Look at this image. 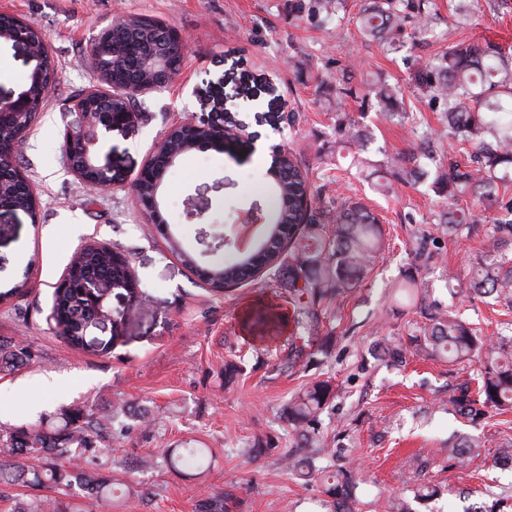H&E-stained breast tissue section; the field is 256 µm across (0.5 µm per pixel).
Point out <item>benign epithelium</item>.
<instances>
[{"label":"benign epithelium","instance_id":"1","mask_svg":"<svg viewBox=\"0 0 512 512\" xmlns=\"http://www.w3.org/2000/svg\"><path fill=\"white\" fill-rule=\"evenodd\" d=\"M30 22L22 23V30L13 37V42L22 44L28 49L35 61L33 71L39 73L44 68V56L39 52L26 35ZM183 60L173 61L168 56H153L142 59L137 63L139 73V93L160 90L174 81L180 73ZM92 91L73 101V111L82 117V124L77 128H67L64 132L65 152L71 170L78 178H83L84 169L97 170L107 174L112 173V168L99 163L100 133L104 130H123L135 124L136 116L130 114H115L109 111L95 110L85 103V97ZM31 99L29 92L24 90L18 99L14 101H0V126L12 117L29 111ZM179 131L186 144L195 150H207L211 148L224 149V143L233 138V133L209 124L203 118L191 117L177 122L169 131ZM168 136H163L156 144L154 155L162 160V167L156 169L149 162L145 163L139 171L136 180H144L151 184L153 191L144 201H137L141 213L151 224L158 225L162 231L168 230V226L161 216L160 191L164 182L166 171L174 165L173 156L167 151L165 142ZM269 223L268 215L260 201L254 200L246 208L236 212L234 225L228 234L222 232L213 233L217 241L216 247L221 248L226 244L234 243L239 250H244L242 245V230H248L253 234V228L258 224ZM99 299L97 300L99 315L96 319L83 326V333L101 323L114 321L112 315V299L127 303L137 302L141 297L139 281L136 275H131L124 293L112 295V288L107 285L98 286Z\"/></svg>","mask_w":512,"mask_h":512}]
</instances>
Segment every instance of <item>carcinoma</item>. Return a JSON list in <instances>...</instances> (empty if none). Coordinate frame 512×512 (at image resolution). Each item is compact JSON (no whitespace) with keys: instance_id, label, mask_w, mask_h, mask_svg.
Segmentation results:
<instances>
[{"instance_id":"obj_1","label":"carcinoma","mask_w":512,"mask_h":512,"mask_svg":"<svg viewBox=\"0 0 512 512\" xmlns=\"http://www.w3.org/2000/svg\"><path fill=\"white\" fill-rule=\"evenodd\" d=\"M337 0H310L308 11L322 22L335 16ZM404 16L398 0H369L360 10L357 23L361 31L392 47L402 32ZM172 27L131 16L123 27L113 31L115 44L130 50L131 55L156 52L166 42ZM114 72L115 87L102 94V104L116 111H135L138 97L132 87L135 76L122 63L108 56L103 59ZM421 83L432 97L440 100L448 118V144L466 143L474 150L475 167L437 170L432 180L436 191L448 197V207L438 217L441 230L457 239L468 236L470 214L457 208L466 197L484 205L494 204L493 243L512 242V199L500 192L512 184V68L501 48L485 45L453 44L440 59L428 62L421 73ZM34 94L31 112L0 131V141L15 148L22 143L40 110L45 106L50 83L26 77ZM373 98L391 114L417 128L420 117L402 111V90L379 77L367 84L363 99ZM268 197L274 201L272 223L248 251H234L229 261L211 263L216 292L228 284L254 280L253 272L262 271L277 288L288 292L297 326L305 333L320 328V304L338 300L370 274L384 249L383 229L378 216L357 201H336L324 211L316 207L319 191L312 188L308 172L289 156L280 170L266 174ZM3 198L12 206L25 208L30 198L13 183L3 185ZM309 199L312 208L302 213L299 204ZM80 280L95 285L109 283L122 289L130 276V263L112 265V256L95 247L86 248L75 262ZM448 286L455 295L481 297L492 294L512 306V257L495 251L475 257L474 275L469 284L448 273ZM429 285L416 273L402 275L393 285V303L399 307L425 303ZM52 311L58 314V335L72 348L83 349L81 328L95 313L93 297L81 288L55 289ZM410 353L432 359L476 367L475 391L464 389L448 396V401L474 420L489 412L512 410V334H501L496 342H487L476 328L453 308L435 307L428 322L418 326L410 336ZM31 357L25 348L0 343V360L15 365ZM336 393L327 379L311 383L295 393L283 406L281 420L288 434L295 436L291 447L282 455L288 470L302 479L321 482L330 498V512H352L350 502L354 473L350 469L327 471L314 463L313 434L320 417ZM125 404L112 405V413L103 414L93 407L62 413L63 422L53 426H0V482L39 490L45 487L61 491L77 488L97 500L112 498V465L104 459L106 443L115 440L112 414ZM209 453L206 448H186L174 452L168 448L148 451L139 459L145 468L157 457L171 467L196 469ZM236 494L219 491L203 499L197 512H233ZM12 512H62L59 500L40 495L16 499Z\"/></svg>"}]
</instances>
